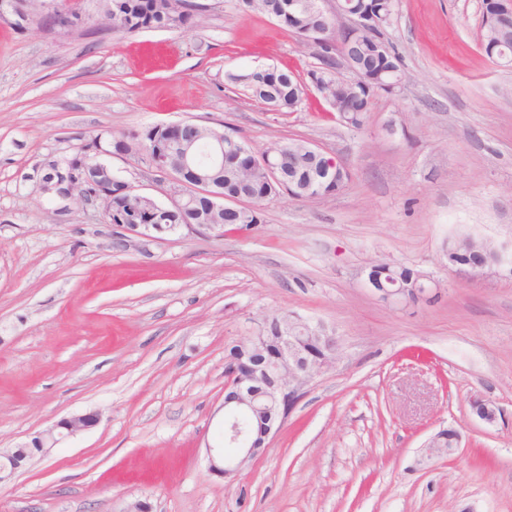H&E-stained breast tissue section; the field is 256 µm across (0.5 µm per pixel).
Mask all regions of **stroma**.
<instances>
[{
    "mask_svg": "<svg viewBox=\"0 0 512 512\" xmlns=\"http://www.w3.org/2000/svg\"><path fill=\"white\" fill-rule=\"evenodd\" d=\"M203 2L197 26L121 36L94 27L102 0H68L85 20L68 31L44 25L50 0H0V449L100 418L0 484V512H512V67L480 46L482 0H395L383 38L404 82L360 129L316 91L289 114L228 85L255 65L307 75L318 50L238 0ZM184 120L256 151L306 140L350 179L273 197L248 231L123 247L100 210L41 194L45 156ZM111 164L164 200L145 160ZM470 233L502 253L488 279L448 265ZM378 259L430 275L435 296L377 301L360 272ZM283 314L321 325L340 358L224 480L209 455L224 357ZM446 428L458 451L422 461Z\"/></svg>",
    "mask_w": 512,
    "mask_h": 512,
    "instance_id": "1",
    "label": "stroma"
}]
</instances>
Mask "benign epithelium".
<instances>
[{"mask_svg":"<svg viewBox=\"0 0 512 512\" xmlns=\"http://www.w3.org/2000/svg\"><path fill=\"white\" fill-rule=\"evenodd\" d=\"M483 18L490 17L504 22H512V0H483ZM372 14L367 0H334V5L326 15L328 25L319 37H309L306 45L325 50L323 63L318 72L332 73L336 80L344 83L340 68L355 72L354 64L357 45L361 42L363 25ZM235 138L229 133L216 134L197 144H186L182 166L192 170L197 184L196 191L202 193L210 189V176L224 169L227 151L234 149ZM147 163L157 171L170 177V203L158 205L155 224H121L123 231L120 242L130 236L151 238L155 234L173 233L182 228L190 231L224 235L219 224H165L164 214L171 208L182 209L191 203L186 184L163 163L159 156L146 157ZM256 163L267 169L275 182L285 170L292 169L296 162L281 150L268 151L257 157ZM112 166L105 161L93 160L85 167L84 175L73 183L60 181L48 173L43 177L41 191L70 201L76 206L91 205L102 213L112 212ZM214 210L224 208H251L252 198L245 192L231 196H212ZM497 249L487 248L467 262H455L453 267L467 272L475 279H482L493 273L500 264ZM363 285L379 301L387 305H400L429 295L435 282L423 276L412 291L394 287V283L384 281L373 267L363 271ZM277 345L261 352L244 362L242 359H228L224 365V421L223 450L218 452L222 465H212V469L224 478L234 479L246 466L267 450V439L277 431L299 399L306 386L325 369L336 363L337 340L319 326H311L301 320L288 321L279 329ZM472 412L481 420L492 423L496 419V409L487 400L477 398L471 402ZM98 424L93 413L77 414L65 418L52 427L33 436L30 442L10 450L0 452V483L9 480L31 457V449H40L46 455L64 437L74 436Z\"/></svg>","mask_w":512,"mask_h":512,"instance_id":"7a95c632","label":"benign epithelium"}]
</instances>
